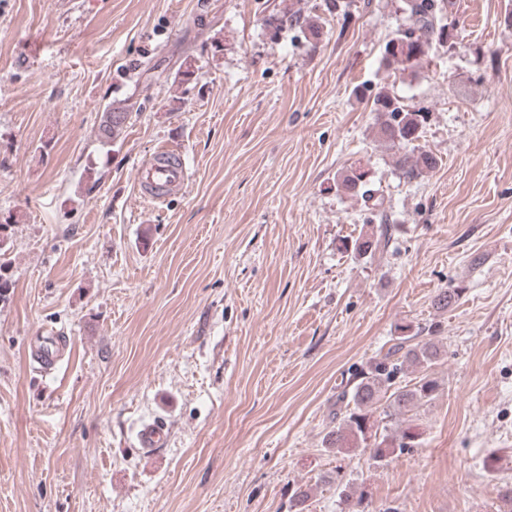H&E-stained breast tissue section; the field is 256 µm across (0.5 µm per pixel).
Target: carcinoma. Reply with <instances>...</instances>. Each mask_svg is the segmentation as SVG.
I'll return each mask as SVG.
<instances>
[{
    "label": "carcinoma",
    "instance_id": "obj_1",
    "mask_svg": "<svg viewBox=\"0 0 512 512\" xmlns=\"http://www.w3.org/2000/svg\"><path fill=\"white\" fill-rule=\"evenodd\" d=\"M457 0H404L408 26L396 31L384 47V64L401 73L416 77L418 69L435 43L453 45L457 37ZM301 9L294 4L284 5L272 15L268 24L278 32L286 27L305 24L313 37L320 35V27L313 21L302 22ZM373 128L378 138L396 149L395 166L400 177L412 181L438 166V158L424 149L419 140L424 134L425 117L391 93L381 90L374 99ZM131 112L125 107L109 105L101 113L97 137L110 145L120 137L130 122ZM336 191L369 203L375 197L368 171L358 167L347 169L336 180ZM389 227L379 225L378 238L366 237L353 245L343 244L344 250L357 255L373 251L388 239ZM7 251L0 248V299L6 298L12 281L7 275ZM460 298L457 288H442L433 299L439 311L452 308ZM424 328L410 323L396 326V336L386 352L359 368L349 379V388L337 395L336 426L325 433L323 448L329 452L354 451L369 453V460L377 466L388 463L396 453L417 445L419 432L407 425L423 406L436 399L441 383L435 376V365L446 354L437 336L422 335ZM418 373L415 381L401 386L397 380L408 369ZM343 512H370L364 493L350 485L337 483Z\"/></svg>",
    "mask_w": 512,
    "mask_h": 512
}]
</instances>
